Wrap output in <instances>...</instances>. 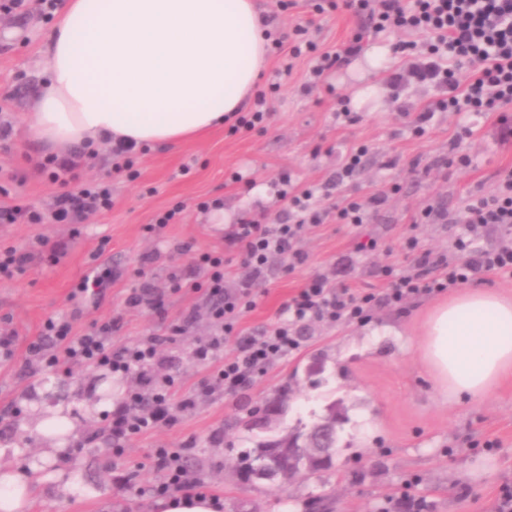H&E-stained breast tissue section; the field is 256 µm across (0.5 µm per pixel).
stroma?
<instances>
[{
    "label": "stroma",
    "instance_id": "35a3bbf8",
    "mask_svg": "<svg viewBox=\"0 0 512 512\" xmlns=\"http://www.w3.org/2000/svg\"><path fill=\"white\" fill-rule=\"evenodd\" d=\"M257 3L278 28L288 29L300 18L311 21L324 50H339L363 34L365 49L388 51L382 72L363 79L344 62L307 94L306 60L282 75L278 57L270 56L258 84L270 108L265 131L232 135L222 126L199 140L135 153L133 179L111 173L108 148L100 146L79 176L111 178V211L77 228L0 224V248H25L40 236L67 247L57 262L38 254L23 273L0 278V328L16 333L13 356H0V442L15 440L35 389H45L48 405H70L80 434L67 463L74 489L65 503L49 500L38 512H148L149 489L165 478L153 456L157 448L182 449L192 476L206 493L223 500V512H395L394 502L405 493L425 502V512H495L500 486L512 483V380L481 399L439 392L419 349L426 314L438 296L420 297L403 310L375 306L359 323L309 320L293 328L298 348L242 390L195 393L213 368L197 360L194 350L215 327L204 292L187 285L172 292L170 274L190 273L193 253L219 252L226 258L224 286L234 291L242 267L227 234L245 220H284L281 175L289 176L294 190L312 191L321 208L381 192L388 201L369 210L360 224H340L331 216L307 227L298 242L307 256L304 264L292 265L285 255L270 261L253 289L255 306L241 319L250 333L277 322L289 298L315 275L354 292L383 294V268L401 272L410 264L404 250L408 237L417 238L421 251L454 257V240L465 235V225L439 220L415 225L412 217L428 206L458 212L471 194L493 190L497 171L512 169V141L496 137L499 116L512 119V107L480 118L474 136L457 148L450 141L462 118L453 112L435 113L425 133L414 135L417 112L441 91L415 84L398 90L390 84L388 74L399 63L390 53L392 38L372 35L366 18L342 7L319 13L315 0H295L282 12L275 0ZM53 26L34 14L0 16V107L14 125L10 151L0 152V170L24 177L6 182L0 205L19 200L48 207L57 188L34 170L33 161L74 151L26 134L44 90V47ZM361 146L367 153L358 171L336 184L346 155ZM262 184L273 188L263 200L253 195ZM179 203L185 209L175 223L147 232L158 214ZM104 238L115 275L94 304L77 285L94 267ZM147 282L163 293L165 316L146 306L126 308L127 295ZM188 314L193 320L187 324ZM116 316L123 319L112 337L116 347L184 323L183 335L164 345L162 353L172 361L176 398L194 399L191 407L177 411L172 425L133 438L119 457L109 441L110 403L136 388V377L64 361L48 369L28 353L47 319L66 320L79 334L92 322ZM279 396L286 412L275 436L337 416L335 467L298 475L285 488L268 481L241 486L231 465L253 448L255 436L240 420ZM489 440L494 448H486Z\"/></svg>",
    "mask_w": 512,
    "mask_h": 512
}]
</instances>
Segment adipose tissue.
<instances>
[{
	"label": "adipose tissue",
	"mask_w": 512,
	"mask_h": 512,
	"mask_svg": "<svg viewBox=\"0 0 512 512\" xmlns=\"http://www.w3.org/2000/svg\"><path fill=\"white\" fill-rule=\"evenodd\" d=\"M266 32L255 0H67L45 48L49 80L28 132L49 145L87 147L196 139L254 95L271 50ZM420 349L443 391L488 396L512 375V298L458 291L429 311ZM68 411L60 403L52 421H24L43 443L35 456L0 444V512H36L48 493H69L59 467L73 446Z\"/></svg>",
	"instance_id": "adipose-tissue-1"
}]
</instances>
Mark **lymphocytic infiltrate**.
Returning <instances> with one entry per match:
<instances>
[{"label": "lymphocytic infiltrate", "mask_w": 512, "mask_h": 512, "mask_svg": "<svg viewBox=\"0 0 512 512\" xmlns=\"http://www.w3.org/2000/svg\"><path fill=\"white\" fill-rule=\"evenodd\" d=\"M346 8L367 15L375 32H404L407 40L395 43L399 53L415 52L408 72L393 71L390 81L400 85L405 77L441 88L440 98L427 104L415 122L416 133H423L434 113L500 111L512 104V0H344ZM310 24H296L288 34L277 37L275 46L283 55L281 71L291 74L294 62L308 57L310 80L318 82L331 70L339 57L352 58L362 50L361 39L349 41L342 52L318 51L311 37ZM83 165L79 153L48 155L36 168L60 185L46 211L27 205H0L1 224H81L93 214L111 210L112 184L108 181L84 182L78 175ZM311 194L302 191L288 197V220L281 224H257L251 221L236 225L230 234L231 244L239 247L249 273L236 291L224 288V257L203 252L194 259L203 271V288L210 301L209 313L221 333L195 349L201 362L216 359L224 352L226 341H233L231 353L217 372L225 392L234 393L249 384L275 360L297 348L298 340L290 324L310 319H325L350 324L362 321L375 300L403 308L412 299L440 294L462 286L480 275H512V170L500 177L487 195L468 199L461 214L446 216V223L467 225L468 236L457 239L454 259L432 258L419 252L415 238H407L405 249L411 256L413 270L391 275L383 297L372 293H355L332 285L327 278L309 279L288 301L287 321L271 325L252 335L239 331L241 317L254 306L252 287L262 279L272 257L291 256L294 263H304L305 254L296 243L305 226L323 223L325 215L310 205ZM489 227L501 231V242L492 250L473 246L475 237ZM122 327L121 318L91 324L82 334L71 332L68 322L48 319L38 339L30 343V355L38 356L48 348L55 357L65 358L111 372L136 374L140 390L127 394L112 410V449L121 452L133 437L173 423L170 388L172 381L161 369L166 364L161 354V338L134 346L113 348L112 336ZM154 455L166 473L155 486L156 495L200 489L183 463L181 452L155 449Z\"/></svg>", "instance_id": "lymphocytic-infiltrate-1"}]
</instances>
